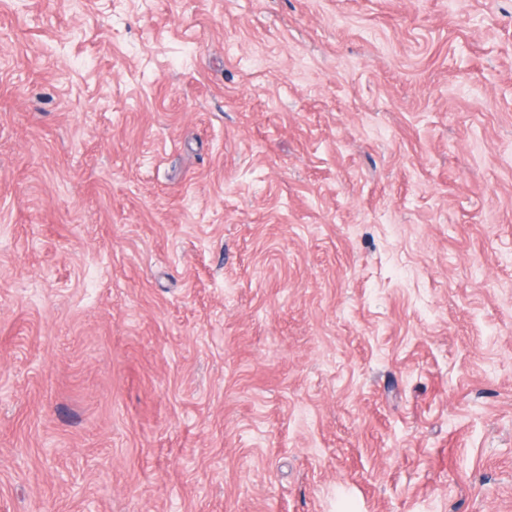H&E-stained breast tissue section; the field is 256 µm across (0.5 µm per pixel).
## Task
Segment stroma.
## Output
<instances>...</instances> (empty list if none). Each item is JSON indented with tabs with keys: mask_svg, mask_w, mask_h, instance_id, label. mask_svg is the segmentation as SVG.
<instances>
[{
	"mask_svg": "<svg viewBox=\"0 0 512 512\" xmlns=\"http://www.w3.org/2000/svg\"><path fill=\"white\" fill-rule=\"evenodd\" d=\"M0 512H512V0H0Z\"/></svg>",
	"mask_w": 512,
	"mask_h": 512,
	"instance_id": "stroma-1",
	"label": "stroma"
}]
</instances>
